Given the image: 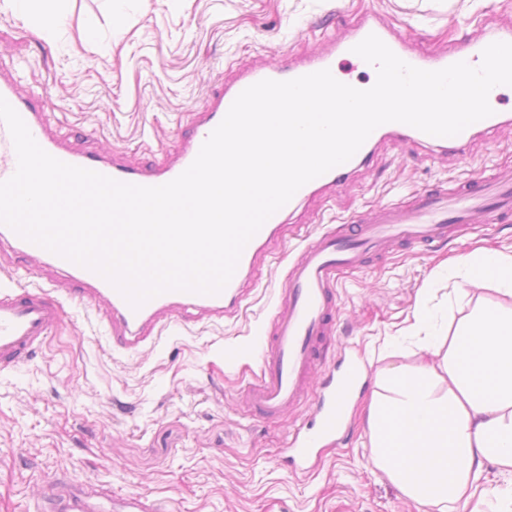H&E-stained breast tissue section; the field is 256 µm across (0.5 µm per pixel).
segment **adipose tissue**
I'll use <instances>...</instances> for the list:
<instances>
[{"mask_svg": "<svg viewBox=\"0 0 512 512\" xmlns=\"http://www.w3.org/2000/svg\"><path fill=\"white\" fill-rule=\"evenodd\" d=\"M38 35L53 39L63 0H9ZM472 286L496 283L512 297V253L476 250L455 258ZM415 333L429 358L378 370L367 414L375 466L419 512H467L485 468L512 472V307L478 306L453 335H440L427 301Z\"/></svg>", "mask_w": 512, "mask_h": 512, "instance_id": "1", "label": "adipose tissue"}]
</instances>
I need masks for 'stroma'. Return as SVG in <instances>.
<instances>
[{
	"instance_id": "1",
	"label": "stroma",
	"mask_w": 512,
	"mask_h": 512,
	"mask_svg": "<svg viewBox=\"0 0 512 512\" xmlns=\"http://www.w3.org/2000/svg\"><path fill=\"white\" fill-rule=\"evenodd\" d=\"M367 13L432 50L512 28V0H67L65 24L49 43L0 0V53L16 90L40 94L52 134L73 150L145 167L177 158L192 113L232 72L317 54ZM497 108L504 123L475 137L468 161L378 143L330 195L303 201L291 223L316 235L354 212L512 166L511 89ZM479 246L511 252L512 221H477L428 248L397 246L345 275L327 360L308 397L273 422L254 416L244 393L300 241L266 258L237 317L169 316L158 343L133 355L111 352L90 308L67 307L32 361L0 372V512H46L68 484L100 489L103 512L126 494L169 512H418L373 465L366 408L385 342L410 333L421 288L448 258ZM43 267L42 256L0 244V279L38 287ZM461 284L450 274L431 301L449 326L478 303L512 304L491 289L452 297ZM355 356L364 372L346 428L295 471L292 438L308 428L331 375Z\"/></svg>"
}]
</instances>
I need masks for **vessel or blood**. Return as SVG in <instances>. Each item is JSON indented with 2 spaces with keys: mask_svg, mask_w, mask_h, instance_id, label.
I'll list each match as a JSON object with an SVG mask.
<instances>
[{
  "mask_svg": "<svg viewBox=\"0 0 512 512\" xmlns=\"http://www.w3.org/2000/svg\"><path fill=\"white\" fill-rule=\"evenodd\" d=\"M378 36L399 58L424 70H439L464 61L471 66L481 62L483 49L494 42H512V29L496 30L463 41L445 54H433L409 47L393 38L371 19L358 23L351 34L335 43L328 52L300 64L283 63L264 70H248L234 76L214 93L191 121V132L183 140L175 163H157L144 169L125 166L116 158H103L93 152L78 153L47 133V115L38 94L22 98L10 82L0 81V97L22 117L38 145L56 159L96 171L114 180L159 186L170 182L187 169L202 144L222 122L236 97L249 86L264 80L287 81L323 69L336 70L337 60L358 62L353 48L368 35ZM474 134L466 127L445 138L424 133L412 126L390 122L377 127L368 144L410 139L416 143H435L465 155ZM366 158L358 150L348 161L303 185L285 206L275 212L248 241L236 270L217 294L182 291L162 293L132 308L122 294L99 274L25 240L10 227L0 224V239L5 238L26 253L45 255L48 273L66 271L76 282L72 288H30L20 280L0 283V371H12L39 350L61 321L64 305L77 302L89 305L104 299L107 307L99 314L106 323L112 348L135 354L155 344L166 324L164 315L186 311L198 320L219 323L235 317L246 298L244 285L257 270L259 261L288 242L304 239L301 225L287 223L299 201L317 190L338 186ZM17 155L10 132L0 121V181L16 171ZM512 216V170L503 168L491 176L449 191L437 188L412 195L405 202H391L357 215L350 223L322 231L306 244L291 263L279 296L277 311L266 331L260 359V372L245 392V401L255 415L275 420L303 402L308 394L314 367L320 363L336 334L338 282L345 273L362 268L373 257L398 244L424 245L446 240L449 234L467 230L474 219L496 224ZM361 375L360 364L350 360L332 389L316 407L313 426L297 432L290 443L295 459L311 458L316 448L335 443L346 424L347 410Z\"/></svg>",
  "mask_w": 512,
  "mask_h": 512,
  "instance_id": "b4317fda",
  "label": "vessel or blood"
}]
</instances>
